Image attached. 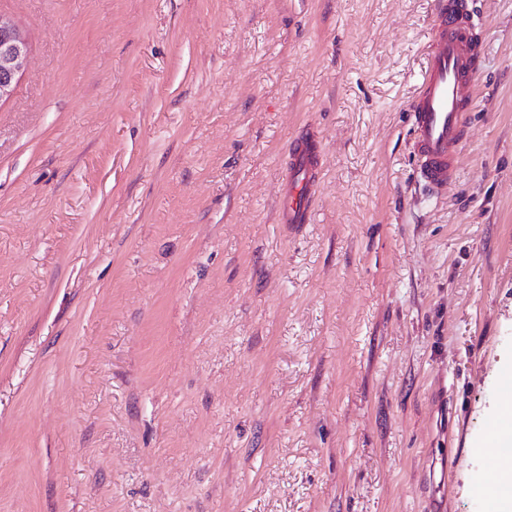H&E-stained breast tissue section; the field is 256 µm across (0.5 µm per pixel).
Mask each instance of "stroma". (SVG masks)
I'll return each mask as SVG.
<instances>
[{
    "instance_id": "stroma-1",
    "label": "stroma",
    "mask_w": 512,
    "mask_h": 512,
    "mask_svg": "<svg viewBox=\"0 0 512 512\" xmlns=\"http://www.w3.org/2000/svg\"><path fill=\"white\" fill-rule=\"evenodd\" d=\"M435 0H0V512H481L512 374V0L415 179ZM320 142L311 221L277 202ZM29 41L15 21L0 14V103L9 99L29 57Z\"/></svg>"
}]
</instances>
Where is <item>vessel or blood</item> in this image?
<instances>
[{
  "label": "vessel or blood",
  "instance_id": "1",
  "mask_svg": "<svg viewBox=\"0 0 512 512\" xmlns=\"http://www.w3.org/2000/svg\"><path fill=\"white\" fill-rule=\"evenodd\" d=\"M431 39L432 49L419 78L410 118L417 181L427 194L437 196L457 172L451 148L463 140L470 110L460 90L476 79L481 44L472 17L455 0H436ZM316 165L313 142L304 140L292 146L288 190L279 200L280 223L308 222Z\"/></svg>",
  "mask_w": 512,
  "mask_h": 512
}]
</instances>
